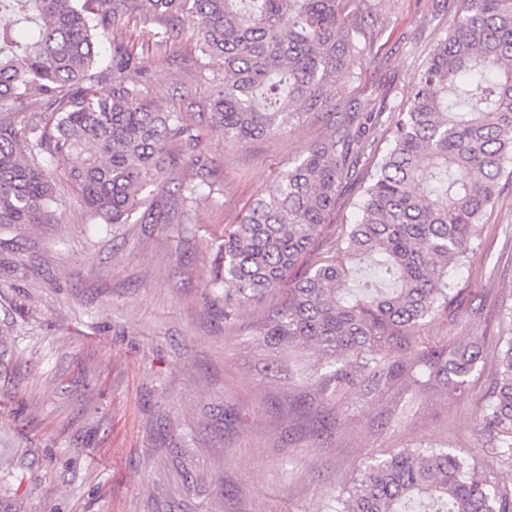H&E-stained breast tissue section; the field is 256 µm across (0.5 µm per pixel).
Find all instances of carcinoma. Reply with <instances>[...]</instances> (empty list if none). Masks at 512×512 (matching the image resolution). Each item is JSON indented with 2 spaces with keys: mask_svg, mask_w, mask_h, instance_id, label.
I'll return each mask as SVG.
<instances>
[{
  "mask_svg": "<svg viewBox=\"0 0 512 512\" xmlns=\"http://www.w3.org/2000/svg\"><path fill=\"white\" fill-rule=\"evenodd\" d=\"M16 16L0 26V227L55 224L49 169L73 160L69 180L99 224H162L224 193L204 151L212 134L243 146L310 113L327 136L281 172L276 194L256 198L211 242L205 299L232 324L263 308L262 336L276 352L314 346L327 371L318 393L337 401L360 382L462 393L484 341L413 340V330L461 310L458 268L494 204L512 160V0H462L448 34L415 77L386 153L368 175L354 223L327 240L344 165L368 117L336 112V85L354 77L370 47L343 0H0ZM151 19L164 46L192 31L219 58L205 111L190 117L183 93L156 101L131 41ZM112 37L108 71L97 46ZM110 79L100 95L92 83ZM54 111L26 116L28 101ZM177 168L189 171L173 183ZM495 386L479 427L507 434L512 449V340L493 355ZM332 512H512V493L487 464L449 448H391L336 498Z\"/></svg>",
  "mask_w": 512,
  "mask_h": 512,
  "instance_id": "cac0c4a2",
  "label": "carcinoma"
}]
</instances>
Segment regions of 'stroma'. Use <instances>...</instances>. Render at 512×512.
I'll list each match as a JSON object with an SVG mask.
<instances>
[{
	"mask_svg": "<svg viewBox=\"0 0 512 512\" xmlns=\"http://www.w3.org/2000/svg\"><path fill=\"white\" fill-rule=\"evenodd\" d=\"M369 60L338 87L340 111L377 115L349 160L335 223L351 224L363 179L388 147V118L448 31L461 0H366ZM196 46L138 51L159 103L207 79L185 64ZM326 133L307 115L243 147L205 139L224 164V194L198 203L177 232L156 224H96L51 168L58 223L0 230V512H325L338 486L371 457L407 444L481 454L512 489V457L477 413L494 373L482 365L456 398L396 386L353 389L338 414L294 396L324 361L304 348L276 362L259 335L262 311L225 325L206 304L211 230L275 192L289 162ZM466 317L434 318L417 340L512 335V164L457 281Z\"/></svg>",
	"mask_w": 512,
	"mask_h": 512,
	"instance_id": "obj_1",
	"label": "stroma"
}]
</instances>
